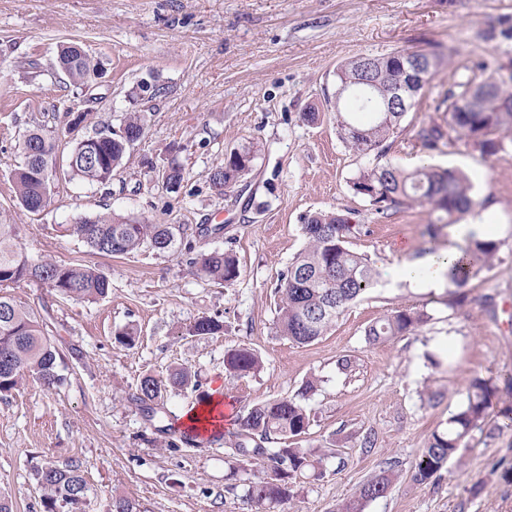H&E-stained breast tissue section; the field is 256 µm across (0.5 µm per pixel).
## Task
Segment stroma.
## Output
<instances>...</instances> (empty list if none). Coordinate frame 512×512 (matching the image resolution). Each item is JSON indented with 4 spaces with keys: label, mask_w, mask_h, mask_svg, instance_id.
Masks as SVG:
<instances>
[{
    "label": "stroma",
    "mask_w": 512,
    "mask_h": 512,
    "mask_svg": "<svg viewBox=\"0 0 512 512\" xmlns=\"http://www.w3.org/2000/svg\"><path fill=\"white\" fill-rule=\"evenodd\" d=\"M69 41L101 61L102 77L71 85L55 66ZM396 50H441L450 59L383 159L461 171L477 201L467 222L485 217L499 245L459 308L448 305V285L396 283L392 272L458 250L466 237L449 225L429 236L430 207L401 205L381 215L354 194L352 179L378 159L345 146L328 104L338 66ZM485 67L512 76V0H0V214L17 224L29 257L92 266L111 283L94 302L38 284L15 291L66 359L60 386L29 379L0 399V491L15 512H44L34 469L48 460L80 462L87 512H108L116 495L135 499L140 512H251L230 474L237 423L225 422L223 439L195 447L175 446L173 429L213 387L223 386L239 415L294 396L313 378L311 425L293 444L327 449L324 475L302 480L293 499L271 512H336L389 463L397 479L363 512H512V482L495 468L512 465V428H502L498 414L512 406V155L486 157L459 142L428 150L416 137L422 126L445 123L435 106L453 79ZM312 107L318 118L311 123L304 114ZM68 110L87 112L82 128L68 131L61 119ZM134 111L146 114V134L107 185L63 172L45 211L19 206L12 175L26 130L52 132L63 165L77 142L119 128ZM252 145L259 152L251 170L216 194L210 172ZM171 161L184 169L177 193L158 177ZM319 211L351 215L348 245L370 258L379 278L325 336L302 346L278 332L275 289L305 246L304 217ZM105 212L190 229L223 225L222 237L198 238L196 252L233 253L239 275L221 287L177 250L144 246L109 257L47 232ZM402 309L429 320L394 340L366 342L370 324ZM204 316L220 320L221 332L191 335ZM128 327L139 333L131 348L116 340ZM240 346L261 356L259 372L237 378L226 371L225 353ZM345 356L353 361L347 373L337 368ZM181 367L192 382L169 389L161 412L149 415L133 401L143 376ZM475 376L498 387L486 432L468 440L439 480L415 483L416 459L464 403Z\"/></svg>",
    "instance_id": "stroma-1"
}]
</instances>
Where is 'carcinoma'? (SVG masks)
<instances>
[{
  "instance_id": "1",
  "label": "carcinoma",
  "mask_w": 512,
  "mask_h": 512,
  "mask_svg": "<svg viewBox=\"0 0 512 512\" xmlns=\"http://www.w3.org/2000/svg\"><path fill=\"white\" fill-rule=\"evenodd\" d=\"M423 60L415 72L408 69L409 59ZM440 51H393L387 55L359 56L336 68V125L340 139L355 153L368 155L379 149L400 129L401 121L415 105L427 79L442 64ZM59 67L76 87L85 85L99 62L78 45L61 49ZM406 86L405 100L392 104L394 85ZM506 80L492 74H475L452 83L436 106V111L448 114V128L454 140L471 146L487 157L505 153L512 143V88ZM127 131L145 135L146 116L128 113L123 118ZM445 132L436 124L418 132L421 145L429 150L438 148ZM129 149L126 139L108 128L91 142L79 141L69 156L70 174L89 184L106 185L112 171ZM57 139L42 128L27 131L21 143V162L13 174L14 190L19 205L30 213L44 210L54 194L53 170L57 164ZM256 150L247 147L241 158L229 160L209 174L210 186L224 193L231 174L242 170V160L253 161ZM162 186L177 193L184 181L181 165L172 162L161 174ZM355 194L367 198L379 214L405 203L428 205L438 213L429 234H436L437 225L455 224L476 206L468 179L451 169L420 166L404 169L391 162L376 164L359 171L352 179ZM306 246L293 258L281 275L278 329L289 341L306 345L324 336L348 306L361 297L376 282L378 273L370 259L351 250L348 238L353 224L347 215L336 212H314L302 224ZM69 235L80 239L92 251L101 255H121L138 250L145 244L159 251L176 246L175 227L151 224L145 220L102 213L82 218L65 228ZM17 225L0 218V397L9 395L24 380L32 377L51 389L63 383L59 372L61 356L51 342L42 321L33 309L18 301L13 289L24 283H40L59 295L73 300L96 301L111 291L107 276L87 265L58 264L34 261L17 243ZM498 259V245L493 241L472 239L463 257L447 272L456 288V296L448 303L454 308L467 298L463 291ZM189 264L206 280L218 285L233 282L238 265L233 255L213 251L201 260L189 259ZM428 321L424 312L395 310L376 320L366 330L367 340L376 343L405 336ZM222 324L212 317L198 319L191 333L211 335ZM225 369L233 377H245L262 367L254 350L239 347L225 354ZM191 375L180 368L167 376L147 375L140 381L135 400L146 405L158 403L167 389L185 386ZM315 389L307 380L297 394L258 403L246 409L239 418L244 439L231 446L235 460L232 475L260 464L264 474L245 479V498L261 510L281 505L294 496L297 481L309 473L321 474L324 453L316 448L288 445L271 451L263 443L276 438L288 440L305 434L310 426V412L303 403ZM498 388L492 379L476 377L468 386L467 399L448 418V427L432 432L426 448L413 466L412 479L428 483L455 456L461 446L476 431L483 430L487 410ZM41 488L45 512H56L57 506L68 512H86L89 487L81 465L72 460L65 465L46 462L34 470ZM397 478L392 468L381 469L364 482L355 495L341 503L337 512H363L365 503L386 496Z\"/></svg>"
}]
</instances>
